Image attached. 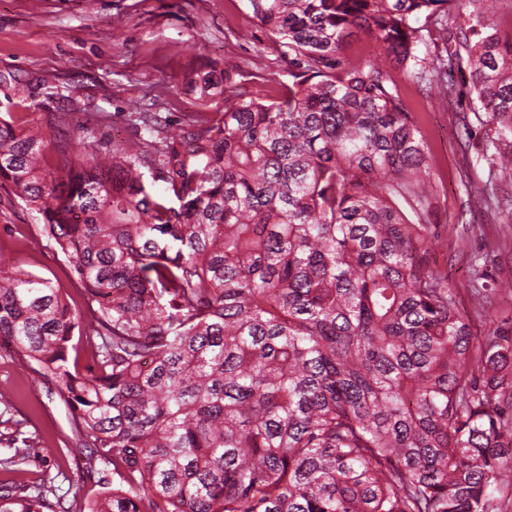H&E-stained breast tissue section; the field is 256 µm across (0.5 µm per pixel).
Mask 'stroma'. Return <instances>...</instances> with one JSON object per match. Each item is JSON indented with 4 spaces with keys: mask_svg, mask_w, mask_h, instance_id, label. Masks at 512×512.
<instances>
[{
    "mask_svg": "<svg viewBox=\"0 0 512 512\" xmlns=\"http://www.w3.org/2000/svg\"><path fill=\"white\" fill-rule=\"evenodd\" d=\"M211 60L236 68L242 80L270 93L288 80L285 47L252 19L243 0H0V72L47 77L54 95L27 101L0 86V117L16 122L39 140H65L89 128L100 152L137 138L125 122L134 104L170 115L178 128L183 115L199 111L183 90L187 71ZM417 120L430 156L432 219L436 236L432 261L447 271L459 307L475 334L486 328L470 296L473 270L487 275L488 312L512 316V182L498 184L499 207L470 202L471 185L488 176L481 135L466 136L460 105H443L437 90L392 73ZM56 115L55 128L46 118ZM49 279L76 316L86 313V296L68 258L41 235V221L11 190L0 184V267ZM0 392L11 395L0 414V456L11 442L33 451L30 480L53 481L57 493L43 512L95 497L96 477L86 475L73 454V415L42 370L0 343Z\"/></svg>",
    "mask_w": 512,
    "mask_h": 512,
    "instance_id": "35a3bbf8",
    "label": "stroma"
}]
</instances>
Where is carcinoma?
<instances>
[{
  "instance_id": "obj_1",
  "label": "carcinoma",
  "mask_w": 512,
  "mask_h": 512,
  "mask_svg": "<svg viewBox=\"0 0 512 512\" xmlns=\"http://www.w3.org/2000/svg\"><path fill=\"white\" fill-rule=\"evenodd\" d=\"M288 49L280 96L194 69L201 105L101 155L0 119V181L36 211L92 313L52 282L0 271V339L75 414L86 473L112 486L61 512H505L512 334L474 333L427 259L430 157L379 59L417 79L455 67L485 129L487 208L512 180V39L498 0H244ZM447 56L419 70L420 17ZM364 34L375 59L350 67ZM34 97L45 77L0 73ZM93 365L70 363L74 333ZM31 453L0 457V512H41Z\"/></svg>"
}]
</instances>
